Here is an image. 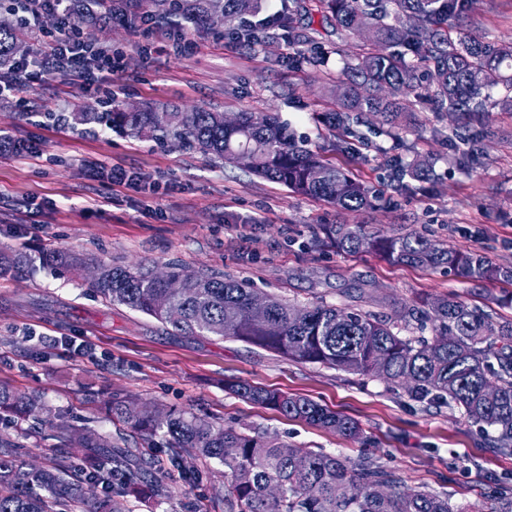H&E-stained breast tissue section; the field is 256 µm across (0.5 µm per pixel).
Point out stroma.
I'll list each match as a JSON object with an SVG mask.
<instances>
[{
  "instance_id": "stroma-1",
  "label": "stroma",
  "mask_w": 512,
  "mask_h": 512,
  "mask_svg": "<svg viewBox=\"0 0 512 512\" xmlns=\"http://www.w3.org/2000/svg\"><path fill=\"white\" fill-rule=\"evenodd\" d=\"M82 37L111 47L121 68L81 92L75 82L46 77L16 97L0 100V138L21 145L0 153V246L39 255L68 248L105 264H145L166 270L213 271L307 305L324 302L395 316L402 304L448 295L512 319L502 306L512 284L472 285L445 270L388 262L374 253L349 255L323 240L326 224H361L386 235L416 232L458 250H476L512 265V112L493 109L491 135L472 171L454 162L455 148L436 128L447 116L420 113L421 131L399 143L374 126L361 127L357 152L333 151L321 122L334 108L333 72L350 54L317 10L295 15L290 30L243 43L234 25L183 29L137 13L77 21ZM464 27L485 40H512V0H478ZM312 43H303V36ZM328 53L326 69L307 56ZM171 104L185 110L277 112L310 149L336 166L389 188L386 155L435 158V190L395 197L388 207L347 212L292 193L284 185L222 166L174 141L133 137L105 124H72L74 107L109 111ZM104 170L90 177L87 165ZM121 165L135 175L124 186L108 173ZM46 336L63 346L46 347ZM300 395L355 418L364 434L352 441L255 406L224 390L225 381ZM0 385L39 395L52 411L98 434L125 435L134 453L142 444L111 418L118 395L139 406L190 409L241 431L253 428L305 451L370 457L406 487L447 492L465 512H493L495 491L512 488V456L495 454L490 433L460 412L418 403L383 381L280 354L221 336H178L154 319L108 305L84 278L38 265L22 276L0 277ZM23 460L59 454L81 462L77 448L57 449L37 426L14 433ZM192 479L172 471L170 494L142 488L126 497L130 512H224V469L186 460Z\"/></svg>"
}]
</instances>
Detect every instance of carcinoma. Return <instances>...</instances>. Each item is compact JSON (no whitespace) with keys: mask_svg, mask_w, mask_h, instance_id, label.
Instances as JSON below:
<instances>
[{"mask_svg":"<svg viewBox=\"0 0 512 512\" xmlns=\"http://www.w3.org/2000/svg\"><path fill=\"white\" fill-rule=\"evenodd\" d=\"M166 20L182 18L197 26L221 13L224 21L255 16L261 0H147ZM323 18L336 32L359 37L373 28L374 42L358 45L343 59L336 82L343 91L324 123L340 132L333 147L347 153V134L361 114L381 126V133L417 126L418 113L430 106L455 117L448 139L455 141L459 168L473 163L478 144L489 137L490 109L512 111V42L484 41L471 32L455 36L449 23L459 24L472 13L476 0H316ZM307 8L292 0L288 14H277L241 30L250 43L274 29L294 12ZM20 48L19 30L0 19V66ZM76 124H109L128 135L172 139L204 155L254 175L274 180L290 191L324 200L346 211L376 209L387 200L364 180L323 159L296 136L279 114L240 113L237 125H224V113L167 106L138 112L115 108L90 115L72 112ZM396 189L416 190L433 183L434 158L417 154L396 163ZM326 242L345 253H376L393 263L423 268L443 267L468 280L508 281L512 266L491 261L476 251L444 249L416 234L380 235L361 224H327ZM77 271L91 260L72 251L52 250L43 262ZM22 252L0 248V276L29 268ZM90 288L109 304L124 305L187 336L213 334L270 349L301 363L319 364L371 376L403 389L417 402L442 403L476 424L496 432L491 448L512 456V321L495 323L462 300L429 298L424 308L404 306L405 327L358 309L322 302L303 307L279 300L264 312L250 309L256 290L245 283L208 273L188 281L186 292L172 295L145 265L101 267V278ZM182 309L171 322L165 307ZM433 335L425 336L427 328ZM238 397L282 415L305 421L353 440L363 439L359 423L309 398L288 395L248 383H224ZM130 403L112 398V415L142 436L150 452L147 469L128 468V451L110 435L89 433L47 408L41 397L0 387V421L19 426L29 418L41 421L48 436L63 448L83 449L82 466L74 470L61 458L42 465L20 458L17 443L0 432V512H128L122 497L148 483L162 498L168 495L159 474L166 466L182 468L189 456L204 465L224 467V512H455L448 494L427 487L408 488L394 472L371 459H351L321 452H300L275 436L253 435L187 412L147 408L129 412ZM162 434L165 445L157 446ZM231 448L227 455L224 449ZM119 478L120 490L102 493L99 486Z\"/></svg>","mask_w":512,"mask_h":512,"instance_id":"obj_1","label":"carcinoma"}]
</instances>
